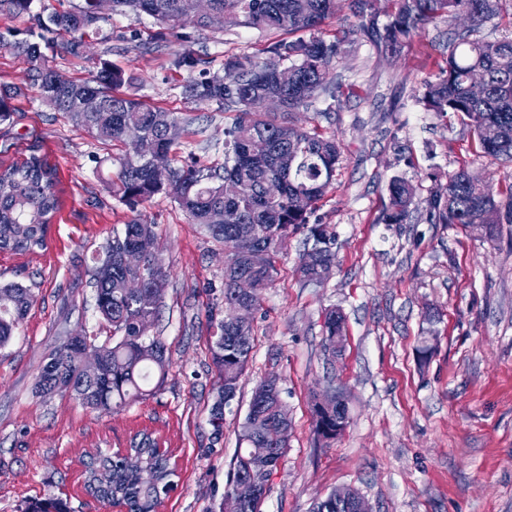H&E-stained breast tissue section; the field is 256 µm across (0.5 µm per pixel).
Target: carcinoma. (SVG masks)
Instances as JSON below:
<instances>
[{
	"instance_id": "obj_1",
	"label": "carcinoma",
	"mask_w": 512,
	"mask_h": 512,
	"mask_svg": "<svg viewBox=\"0 0 512 512\" xmlns=\"http://www.w3.org/2000/svg\"><path fill=\"white\" fill-rule=\"evenodd\" d=\"M112 11L144 13L159 22L181 15L200 28H223L196 16L191 0H112ZM347 8L359 25L336 40H326L318 31L335 15L334 0H210L217 16L229 15L235 25L266 32L288 30L297 37L269 47V57L255 62L248 56L224 59V73L211 70L212 60L192 49L174 55L171 66L187 73L180 85L183 98L217 105L220 112H233L232 123L224 128V159L202 163L194 152H184L186 139L204 129H191L193 117H182L154 107L143 100L120 95L129 77L109 60L91 79L77 82L49 65L42 47L61 41L73 57L85 55V29L99 20L91 0L71 9L59 10L45 0H0V13L27 19V37L13 41L0 36V46L25 57L31 85L42 101L61 112L94 139L125 150L113 158L118 170L112 183L128 209L135 213L122 231L101 246L99 254L108 261L95 260L90 283L96 291L99 330L112 336L103 343L106 365L101 377L90 380L78 370L77 351L62 341L48 354L39 369L35 394L45 400L70 394L85 408L100 413L120 411L130 403L153 394L151 381L161 385L169 367L166 347L151 334L163 306L168 275L160 253L147 259L143 270L132 272L121 262L122 253L144 236L159 238L158 225L138 215L139 208L165 195L199 225L214 242L224 246V307L209 309L208 323L213 343L221 344V355H212L218 374V388L210 409L214 435L224 428V394H236L239 381L253 350V330L239 332L228 320L234 302L233 281L251 277L264 290L277 274L279 242L301 227H308L313 245L299 257L303 281L319 284L324 267L334 263L332 232L327 224H309L315 205L332 184L341 160L336 139L313 128L296 126L292 114L321 99L333 106L341 96L342 83L331 76L336 59L348 37L360 35L378 54L397 55L427 23L442 16L464 14L467 24L452 30L443 76L425 86L420 101L440 115L452 113L466 120L473 131L475 146L488 156L512 162V37L489 41L481 37L484 25L500 15L501 0H396L394 12L379 25L373 0H347ZM480 71L483 89L475 95L469 76ZM280 90L287 100L284 109L272 112L262 106L266 92ZM133 127L155 142L169 165L166 182L155 179L150 164L141 160L135 144L127 139ZM255 136L267 139L269 149L262 155L250 151ZM305 195L309 205L296 206ZM389 202L382 212L384 224H408L424 209L431 224H479L491 232L495 224H512V184L505 200H496L482 178L462 167L448 181L422 200L418 188L404 178L388 185ZM60 209L55 169L47 159L32 151L21 161L0 162V254L8 257L34 254L47 246L49 224ZM238 213V223L221 221L224 210ZM266 251V263L253 266L248 254L252 247ZM34 302L31 288L18 283H0V348L17 333ZM325 345L331 353L342 351L344 316L332 309L323 323ZM281 389L256 387L248 413L241 425L236 455L227 475V485L252 473H262L261 497L241 512H262L268 477L288 446L291 427L282 424L279 403ZM346 407L329 410L315 404L314 432L317 437L336 439L347 427ZM270 449V463L250 457L252 446ZM157 474V484L147 488L140 471ZM174 469L170 458L159 450L156 435L140 430L130 438L129 448L117 457L101 452L88 464L86 489L106 506L118 505L126 512H157L165 487L172 484ZM24 512H69L63 499L49 495L28 501ZM313 512H352L332 491L316 499Z\"/></svg>"
}]
</instances>
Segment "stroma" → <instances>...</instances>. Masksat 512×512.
Instances as JSON below:
<instances>
[{"label": "stroma", "instance_id": "1", "mask_svg": "<svg viewBox=\"0 0 512 512\" xmlns=\"http://www.w3.org/2000/svg\"><path fill=\"white\" fill-rule=\"evenodd\" d=\"M161 27L144 14L111 13L89 28L86 57L57 47L49 54L74 80L89 79L99 56H108L134 75L127 94L201 116L206 131L192 137L193 150L207 140L223 146L231 114L186 101L172 55L191 48L217 68L231 55L262 62L269 44L288 40V32L201 30L183 21L162 27V49L125 50V38ZM453 27L437 19L392 59L362 40L346 44L336 65L339 104L320 101L296 113L300 127L320 128L341 146L334 184L310 217L335 232L336 260L326 281L304 283L296 266L306 233L288 237L273 286L259 294L253 355L218 442L209 423L216 374L207 315L223 287L224 251L166 197L142 210L159 226L169 271L154 328L171 359L163 384L110 414L36 395L35 376L56 341L97 331L89 269L130 213L107 189L117 147L35 98L26 88L25 58L0 49V87L22 89L11 118L0 122V159L20 160L38 148L56 170L61 200L46 249L0 257V282L23 283L35 295L16 336L0 349V512H21L26 501L49 493L72 512H109L84 489L87 465L98 449L118 447L144 427L167 441L177 466L178 487L160 512H214L253 390L272 374L292 430L269 477L265 512H311L317 496L347 488L373 512H512V224L489 235L423 217L379 220L396 177L417 184L424 197L463 165L493 195L512 184V164L480 153L458 117L419 101L426 83L441 75ZM332 307L345 317L344 351L336 358L322 333ZM426 342L434 351L423 366L417 350ZM332 386L349 425L326 442L314 433L313 408Z\"/></svg>", "mask_w": 512, "mask_h": 512}]
</instances>
